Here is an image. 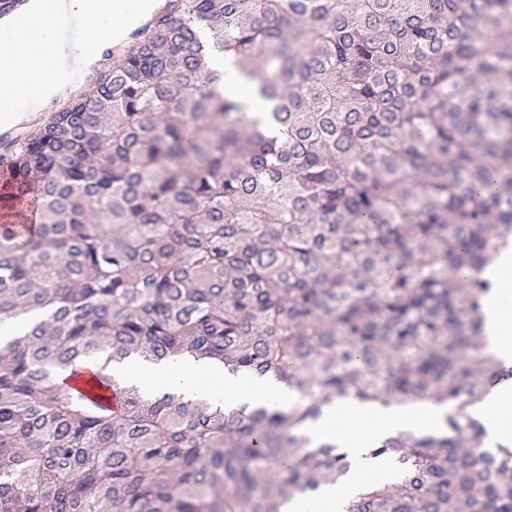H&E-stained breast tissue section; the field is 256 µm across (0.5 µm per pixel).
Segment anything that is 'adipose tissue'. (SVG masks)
<instances>
[{
	"label": "adipose tissue",
	"instance_id": "1",
	"mask_svg": "<svg viewBox=\"0 0 512 512\" xmlns=\"http://www.w3.org/2000/svg\"><path fill=\"white\" fill-rule=\"evenodd\" d=\"M485 275L494 287L484 307L487 342L481 351L512 367V251L495 256ZM107 373L120 385L137 387L144 394L169 393L184 401L205 398L202 383L206 380L218 385L214 398L227 407L248 403L285 410L297 401L295 392L272 377L233 376L222 364L187 355L160 362L135 355L109 365ZM470 411L482 419L487 442L512 447V379L494 387ZM447 413L444 403L394 402L383 406L363 404L351 397L324 407L319 419L308 429L310 438L316 445L333 443L340 447L348 455L350 469L337 483L295 496L283 506L282 512H345L358 490L368 482H397L398 473L389 460L368 458L369 442L400 431H435L442 426Z\"/></svg>",
	"mask_w": 512,
	"mask_h": 512
}]
</instances>
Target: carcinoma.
I'll return each mask as SVG.
<instances>
[{
  "mask_svg": "<svg viewBox=\"0 0 512 512\" xmlns=\"http://www.w3.org/2000/svg\"><path fill=\"white\" fill-rule=\"evenodd\" d=\"M222 53L266 111L217 92ZM0 166V512H281L346 473L307 433L342 397L453 404L372 443L404 480L348 512H512V451L467 411L512 378L480 354L512 245V0H167ZM182 354L300 401L51 381Z\"/></svg>",
  "mask_w": 512,
  "mask_h": 512,
  "instance_id": "cac0c4a2",
  "label": "carcinoma"
}]
</instances>
